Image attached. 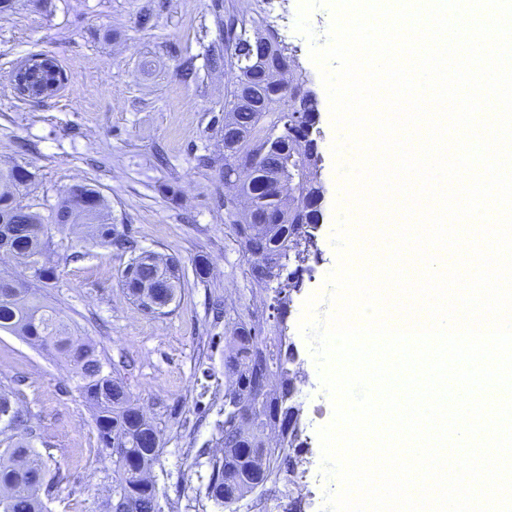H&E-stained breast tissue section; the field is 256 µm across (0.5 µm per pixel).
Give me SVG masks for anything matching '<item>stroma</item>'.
<instances>
[{"mask_svg": "<svg viewBox=\"0 0 512 512\" xmlns=\"http://www.w3.org/2000/svg\"><path fill=\"white\" fill-rule=\"evenodd\" d=\"M219 3L277 15L275 27L319 102L321 257L293 293L283 322L305 362L322 427L332 405L298 325L305 300L323 291L337 266L331 237L340 179L328 96L309 40L294 29L298 0H9L0 11V165L33 172L20 190L22 202L45 215L70 186H97L119 230L181 266L176 298L150 315L121 285L126 257L78 248L82 226H53L57 277L39 290L77 336L96 345L157 423L163 448L151 479L160 512H224L205 496L209 461L219 452L225 383L224 323L206 302L217 298L243 314L250 298L247 264L225 236L224 73L206 65L207 51L224 46ZM37 53L54 56L65 80L50 98L24 100L11 75ZM185 57L198 68L187 82L177 74ZM200 256L210 262L202 281L194 275ZM0 382L17 383L38 428L37 448L59 462L47 512H105L114 466L99 450L93 412L78 396L69 363L1 331Z\"/></svg>", "mask_w": 512, "mask_h": 512, "instance_id": "obj_1", "label": "stroma"}]
</instances>
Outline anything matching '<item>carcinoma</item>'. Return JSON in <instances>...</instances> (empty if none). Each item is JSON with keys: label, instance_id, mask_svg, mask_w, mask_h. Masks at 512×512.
<instances>
[{"label": "carcinoma", "instance_id": "carcinoma-1", "mask_svg": "<svg viewBox=\"0 0 512 512\" xmlns=\"http://www.w3.org/2000/svg\"><path fill=\"white\" fill-rule=\"evenodd\" d=\"M224 43L234 52L209 59L212 69L224 70V186L255 199L256 211L237 209L232 198H224V223L248 264L250 301L254 310L248 319L224 322L230 335L224 344V422L221 439L224 453L210 460L206 494L223 504L224 489L238 488L237 501L288 478L295 457L307 447L298 433L282 432L277 446L266 444V429L276 424V410L284 397H274L256 386L267 384L271 375L291 361L290 345L282 334L268 328L266 310L270 302L282 304L281 288L271 282L287 266L298 245L309 254L311 224L302 223L296 206L284 200L308 198L318 187L316 168L305 161L307 142L283 135L272 138L286 112L294 114L312 106L309 98L295 102L294 91L305 83L293 65L288 47L271 28H262V16L238 13L224 7L218 19ZM264 36L270 40L263 57H250L246 44ZM32 85L53 96L64 75L57 60L49 56L35 62ZM31 172L18 165L0 166V237L25 266L36 270L30 281L0 276V331L15 333L31 343L62 356L71 365L76 389L94 410L100 447L121 448L125 463L115 464L112 498L131 504L130 512H159L155 485L147 476L159 457L161 431L132 399L126 383L107 370L95 346L75 336L68 322L54 307L36 295V288L55 279L49 262L51 239L46 225L83 224L90 228L96 246L129 255L122 286L137 302L148 290L163 309L175 298L180 275L175 259L145 261L146 250L112 223L110 207L94 185H73L66 198L48 216L22 204L20 187L32 181ZM19 390L0 383V417L13 414L15 426L0 429V512H45L38 492L51 493L53 480L43 455L33 446L38 438L27 413L17 407ZM263 448L265 483L259 485L246 472L243 458L250 449Z\"/></svg>", "mask_w": 512, "mask_h": 512}]
</instances>
